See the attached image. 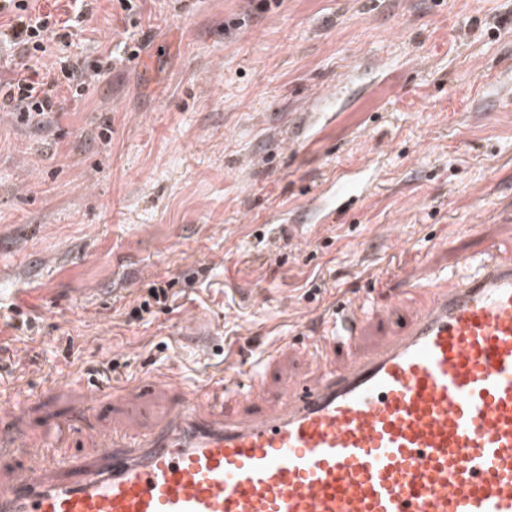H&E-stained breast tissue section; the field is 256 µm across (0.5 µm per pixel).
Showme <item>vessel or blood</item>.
I'll return each instance as SVG.
<instances>
[{"instance_id": "obj_1", "label": "vessel or blood", "mask_w": 512, "mask_h": 512, "mask_svg": "<svg viewBox=\"0 0 512 512\" xmlns=\"http://www.w3.org/2000/svg\"><path fill=\"white\" fill-rule=\"evenodd\" d=\"M460 263L476 273L406 278L414 312L373 348L364 305L338 308L315 379L282 393L263 378L276 345L220 392L150 377L182 392L161 426L94 435L96 455L60 473L31 459L0 483V512H512V242Z\"/></svg>"}]
</instances>
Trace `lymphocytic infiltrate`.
<instances>
[{"label":"lymphocytic infiltrate","mask_w":512,"mask_h":512,"mask_svg":"<svg viewBox=\"0 0 512 512\" xmlns=\"http://www.w3.org/2000/svg\"><path fill=\"white\" fill-rule=\"evenodd\" d=\"M94 0H70L71 15L43 11L39 0H0V45L12 53L1 66L0 112L13 113L29 123L52 112L62 111L65 102H80L87 84L101 75L102 64L86 68L65 57L55 64L43 61L51 42L67 43L69 31L79 17L89 14Z\"/></svg>","instance_id":"f902f5d3"}]
</instances>
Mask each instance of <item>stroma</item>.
Segmentation results:
<instances>
[{
  "label": "stroma",
  "instance_id": "1",
  "mask_svg": "<svg viewBox=\"0 0 512 512\" xmlns=\"http://www.w3.org/2000/svg\"><path fill=\"white\" fill-rule=\"evenodd\" d=\"M139 3L77 26L68 54L112 60L79 103L0 112V481L94 455L73 407L106 434L162 420L172 390L135 378L243 382L283 337L269 389L312 377L338 301L372 295V344L407 273L512 238V0ZM366 175L349 217L315 211Z\"/></svg>",
  "mask_w": 512,
  "mask_h": 512
}]
</instances>
